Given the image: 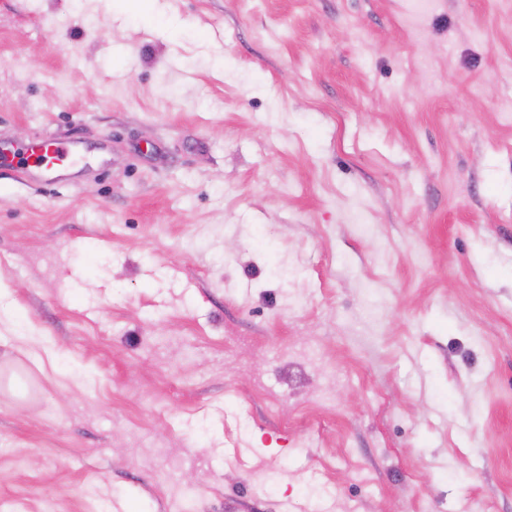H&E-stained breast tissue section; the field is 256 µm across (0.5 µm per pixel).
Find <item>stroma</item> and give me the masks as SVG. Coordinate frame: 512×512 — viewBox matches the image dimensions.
I'll return each mask as SVG.
<instances>
[{
  "label": "stroma",
  "instance_id": "obj_1",
  "mask_svg": "<svg viewBox=\"0 0 512 512\" xmlns=\"http://www.w3.org/2000/svg\"><path fill=\"white\" fill-rule=\"evenodd\" d=\"M43 139L0 512H512V0H0ZM21 161L26 165L51 169L63 163L70 155L69 147L58 141L39 143L21 152Z\"/></svg>",
  "mask_w": 512,
  "mask_h": 512
}]
</instances>
